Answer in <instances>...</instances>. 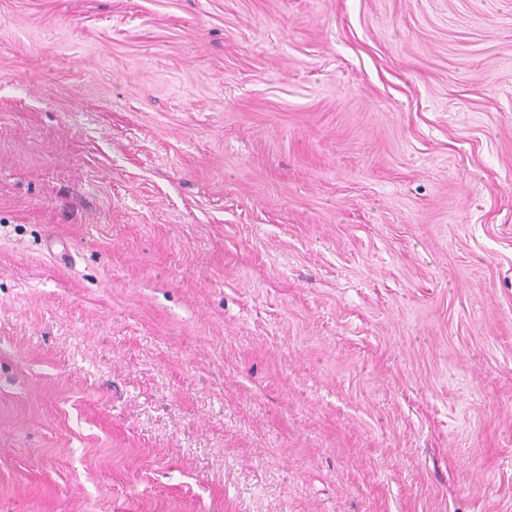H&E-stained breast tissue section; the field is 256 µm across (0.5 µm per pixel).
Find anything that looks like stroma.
Here are the masks:
<instances>
[{
  "label": "stroma",
  "mask_w": 512,
  "mask_h": 512,
  "mask_svg": "<svg viewBox=\"0 0 512 512\" xmlns=\"http://www.w3.org/2000/svg\"><path fill=\"white\" fill-rule=\"evenodd\" d=\"M0 512H512V0H0Z\"/></svg>",
  "instance_id": "1"
}]
</instances>
